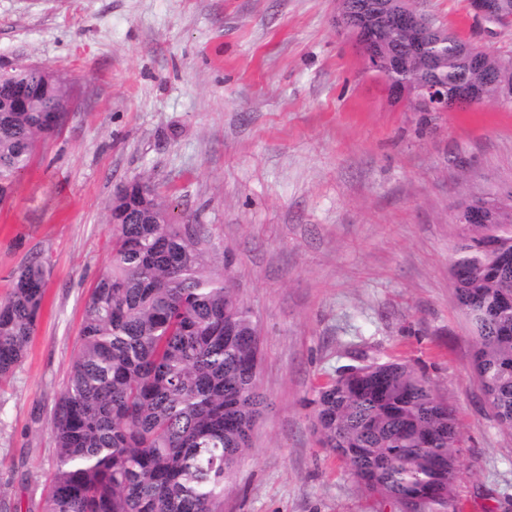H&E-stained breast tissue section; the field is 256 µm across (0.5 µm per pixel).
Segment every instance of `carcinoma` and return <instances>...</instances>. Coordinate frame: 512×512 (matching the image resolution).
<instances>
[{"mask_svg":"<svg viewBox=\"0 0 512 512\" xmlns=\"http://www.w3.org/2000/svg\"><path fill=\"white\" fill-rule=\"evenodd\" d=\"M399 67L386 78L448 94L469 88L494 100L512 60L483 54L439 31L420 56L411 36L389 32ZM36 112H0V204L70 101L53 72L0 75V103L16 96ZM512 212V191L481 200ZM110 264L86 301L68 381L52 409L57 469L43 512H224V480L250 447L261 414L259 334L213 266L209 232L174 215L155 187L108 204ZM458 304L475 340L473 367L500 426L512 431V225L465 224L451 258ZM47 281L32 259L0 301V376L19 367L35 334ZM312 427L364 490L404 512L453 506L462 436L453 410L406 362L353 366L318 389Z\"/></svg>","mask_w":512,"mask_h":512,"instance_id":"cac0c4a2","label":"carcinoma"}]
</instances>
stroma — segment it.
Listing matches in <instances>:
<instances>
[{
    "label": "stroma",
    "mask_w": 512,
    "mask_h": 512,
    "mask_svg": "<svg viewBox=\"0 0 512 512\" xmlns=\"http://www.w3.org/2000/svg\"><path fill=\"white\" fill-rule=\"evenodd\" d=\"M512 57V25L469 0H415ZM337 0H0V72L53 70L73 112L0 205V299L50 270L37 331L0 383V512H42L51 411L90 288L109 265L117 186L155 185L205 224L260 333L267 405L224 512H402L312 430L313 390L402 358L454 409L462 512H512V432L472 368L450 258L460 204L512 189V102L417 112L336 27Z\"/></svg>",
    "instance_id": "obj_1"
}]
</instances>
